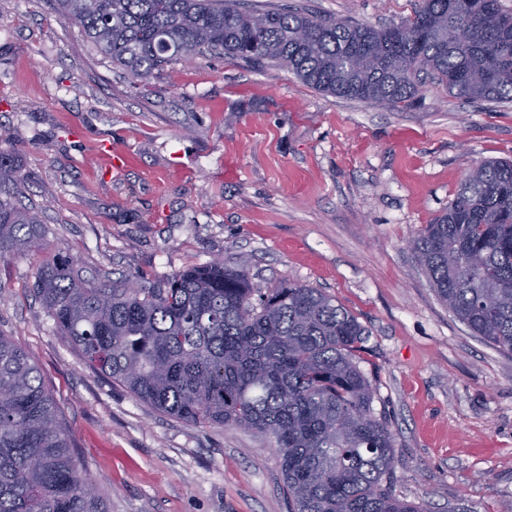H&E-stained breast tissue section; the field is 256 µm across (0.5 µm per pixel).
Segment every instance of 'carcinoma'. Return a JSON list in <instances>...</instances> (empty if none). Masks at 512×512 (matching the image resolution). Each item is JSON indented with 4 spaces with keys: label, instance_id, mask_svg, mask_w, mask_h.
I'll use <instances>...</instances> for the list:
<instances>
[{
    "label": "carcinoma",
    "instance_id": "carcinoma-1",
    "mask_svg": "<svg viewBox=\"0 0 512 512\" xmlns=\"http://www.w3.org/2000/svg\"><path fill=\"white\" fill-rule=\"evenodd\" d=\"M53 2L141 80L186 53L222 55L369 106L411 105L428 79L460 98L512 102V11L500 0H421L381 28L250 0ZM50 249L1 148L0 256ZM410 250L471 333L512 354V160L472 167ZM34 291L92 371L156 411L271 438L290 512H427L394 493V436L358 365L366 330L320 289L263 292L246 265L222 259L160 285L94 284L56 251ZM0 512H104L37 363L1 335Z\"/></svg>",
    "mask_w": 512,
    "mask_h": 512
}]
</instances>
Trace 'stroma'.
I'll list each match as a JSON object with an SVG mask.
<instances>
[{
    "mask_svg": "<svg viewBox=\"0 0 512 512\" xmlns=\"http://www.w3.org/2000/svg\"><path fill=\"white\" fill-rule=\"evenodd\" d=\"M375 27L418 0H257ZM0 129L47 240L95 283L160 284L213 259L253 287L322 290L366 330L359 365L395 440L397 495L512 512V354L480 342L408 247L468 169L512 159V103L426 83L411 106L317 91L284 68L198 58L132 80L51 0H0ZM128 153L107 172L93 146ZM0 257V334L38 364L107 512H288L269 440L164 415L87 366Z\"/></svg>",
    "mask_w": 512,
    "mask_h": 512,
    "instance_id": "stroma-1",
    "label": "stroma"
}]
</instances>
